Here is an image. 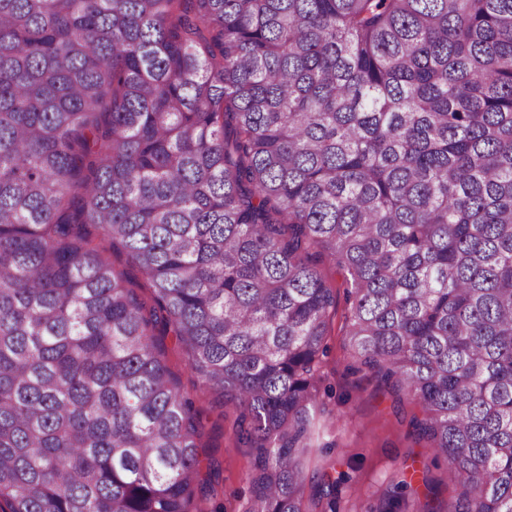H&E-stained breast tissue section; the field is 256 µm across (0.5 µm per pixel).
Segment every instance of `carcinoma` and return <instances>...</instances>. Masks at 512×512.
Masks as SVG:
<instances>
[{"label":"carcinoma","mask_w":512,"mask_h":512,"mask_svg":"<svg viewBox=\"0 0 512 512\" xmlns=\"http://www.w3.org/2000/svg\"><path fill=\"white\" fill-rule=\"evenodd\" d=\"M324 261L454 512H512V0H0L8 512H201L159 327L239 409L244 512H339L305 472ZM107 255L112 261L113 266L120 271H123L129 279V286L133 288L135 293L141 300L150 302L151 289L147 288V284L139 272L133 268L128 262L125 252L121 250H108Z\"/></svg>","instance_id":"1"}]
</instances>
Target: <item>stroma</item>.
Returning <instances> with one entry per match:
<instances>
[{"instance_id": "obj_1", "label": "stroma", "mask_w": 512, "mask_h": 512, "mask_svg": "<svg viewBox=\"0 0 512 512\" xmlns=\"http://www.w3.org/2000/svg\"><path fill=\"white\" fill-rule=\"evenodd\" d=\"M326 275L336 294V315L320 363L319 399L326 413L317 422L307 472L349 474V482L341 489L342 512H374L400 469L418 490L423 477L433 479L438 486L435 506L450 512L457 492L447 483L446 468L434 465L428 440L414 436L409 427L410 417L418 411L416 404L408 399L395 402L370 375L355 372L344 349L346 284L338 271L330 269ZM157 340L168 369L183 391L192 395L203 419L207 443L203 456L219 484L224 512H242L250 495L247 474L253 458L237 439L238 412L233 405H217L213 395L201 390L185 351L172 334L159 333Z\"/></svg>"}]
</instances>
